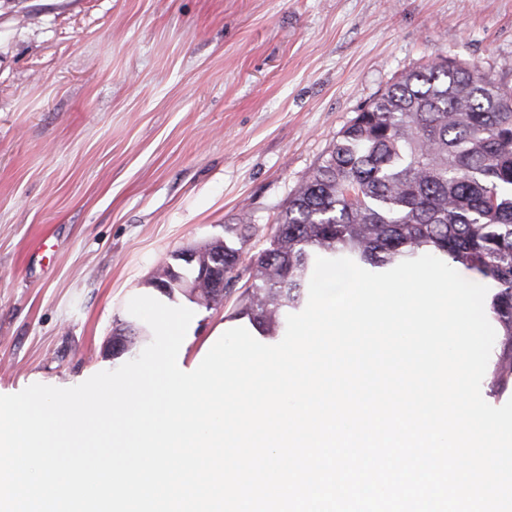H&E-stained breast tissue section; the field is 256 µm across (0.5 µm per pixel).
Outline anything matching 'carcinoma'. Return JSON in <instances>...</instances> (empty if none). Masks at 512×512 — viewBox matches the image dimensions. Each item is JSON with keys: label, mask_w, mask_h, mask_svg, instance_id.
I'll list each match as a JSON object with an SVG mask.
<instances>
[{"label": "carcinoma", "mask_w": 512, "mask_h": 512, "mask_svg": "<svg viewBox=\"0 0 512 512\" xmlns=\"http://www.w3.org/2000/svg\"><path fill=\"white\" fill-rule=\"evenodd\" d=\"M512 91L477 67L444 58L403 73L346 124L248 255L256 228L224 237V281L247 275L237 315L265 336L308 301L315 259L387 268L423 249L494 287L492 382L512 388ZM200 288H174L201 306Z\"/></svg>", "instance_id": "obj_1"}]
</instances>
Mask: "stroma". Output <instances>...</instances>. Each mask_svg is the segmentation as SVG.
<instances>
[{"label": "stroma", "instance_id": "1", "mask_svg": "<svg viewBox=\"0 0 512 512\" xmlns=\"http://www.w3.org/2000/svg\"><path fill=\"white\" fill-rule=\"evenodd\" d=\"M439 56L512 88V0H0V393L121 366L176 251L241 222L262 250L337 132ZM120 332H126L129 337L130 347L132 345L141 344L143 336H148L146 331L133 323H126L125 327L119 329ZM127 336H111L108 344L112 349L114 355H120L128 349V338Z\"/></svg>", "mask_w": 512, "mask_h": 512}]
</instances>
